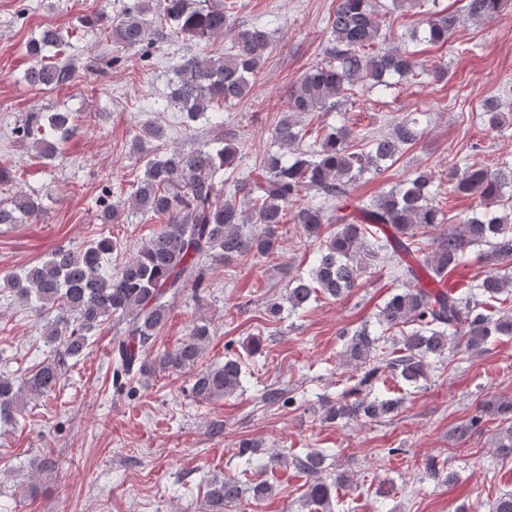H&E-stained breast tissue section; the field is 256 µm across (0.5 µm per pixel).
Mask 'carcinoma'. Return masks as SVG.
Wrapping results in <instances>:
<instances>
[{
    "label": "carcinoma",
    "mask_w": 512,
    "mask_h": 512,
    "mask_svg": "<svg viewBox=\"0 0 512 512\" xmlns=\"http://www.w3.org/2000/svg\"><path fill=\"white\" fill-rule=\"evenodd\" d=\"M504 6L505 0H467L462 14L436 11L425 21L423 40L446 43L464 21H494ZM94 22L109 27L114 50L135 49L146 62L160 43L232 36L227 54L183 55L172 69L168 92L158 107L174 108L190 121L205 116L214 105L247 98L273 45L266 27L235 23L227 0H129L121 17L111 20L101 13ZM382 26L375 0H337L328 18V61L311 68L291 87L284 114L272 129L283 152L267 156L252 179L234 184L232 194L223 193L217 181L219 171L236 166L237 146L229 140L218 148L207 143L149 160L143 177L132 186L128 208L164 222L117 274L106 271L117 242L105 237L85 248L56 249L48 259L0 278L5 289L35 314L56 312L43 333L52 354L22 377L0 374L1 422L12 420L29 400L53 391L70 362L82 356L93 333L111 319L122 325V335L112 347L116 383L122 386L150 371L144 355L166 324L171 302L189 287L201 298L206 276L202 259L266 258L279 247L280 226L290 221L300 225L318 249L310 269L288 281V311L304 310L321 296L346 297L363 276L386 266L406 285L378 310V331L364 326L350 334L343 357L360 374L342 398L324 405V421L384 418L398 409L401 399L376 390L383 376L398 379L407 390L418 388L428 381L432 361L456 341L482 352L496 338L512 336V313L495 306L502 302L499 295H512V215L497 210L504 190L512 188V166L455 163L448 169L446 189L432 173L416 170L398 187L356 206L359 215L353 216L343 213L352 186L367 174L385 170L417 139V119H404L390 133L370 138L344 123L326 124L319 141L307 149L300 147L308 135L300 117L338 111L355 85L369 82L384 89L392 75L422 77L424 70L406 48L383 46ZM59 44L60 36L52 29L26 43L32 60L24 74L28 85L58 87L71 78L69 66L48 62V48ZM72 127L71 112L30 113L16 123L12 134L22 143L31 142L39 156L53 158ZM165 137L163 127L142 124L134 132V148L140 151ZM447 191L473 197L476 208L461 221L460 229L434 236L425 252L416 246V237L423 229L435 231L445 223L437 199ZM329 203L336 204L333 219L327 215ZM40 212V205L22 192L0 200V224L34 220ZM119 212L118 206L101 200L97 220L111 224ZM326 224L335 229L324 232ZM471 246L488 247V258L497 268L458 293L439 290L438 284L461 265ZM402 252L415 254L414 263H403ZM283 304H269V317H279ZM395 331L400 333L398 349L385 339ZM209 336L208 325H194L187 340L158 358L157 367L197 364ZM243 383L241 360L227 357L223 364L196 373L190 392L195 401L206 402L236 394ZM489 418L509 423L499 434L497 448L501 456H512V400L486 401L456 431L464 436ZM256 448L244 441L238 456L260 470L292 463L308 478L305 505L333 512L336 490L348 477L326 474L321 451L313 449L290 460L274 454L254 461ZM271 491L265 482L245 489L235 480H213L206 494L207 512H224L246 499L259 501Z\"/></svg>",
    "instance_id": "obj_1"
}]
</instances>
